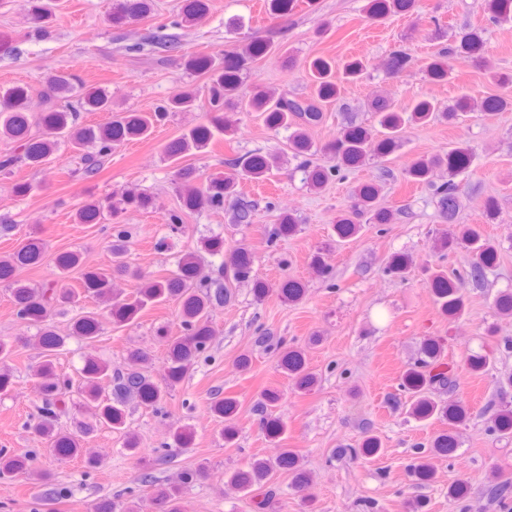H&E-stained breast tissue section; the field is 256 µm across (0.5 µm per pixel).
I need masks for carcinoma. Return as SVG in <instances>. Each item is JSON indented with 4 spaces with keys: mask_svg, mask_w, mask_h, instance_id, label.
Listing matches in <instances>:
<instances>
[{
    "mask_svg": "<svg viewBox=\"0 0 512 512\" xmlns=\"http://www.w3.org/2000/svg\"><path fill=\"white\" fill-rule=\"evenodd\" d=\"M27 16L32 31L37 35L49 34L54 0H26ZM298 0H269V10L276 18L290 15ZM153 0H113L112 22L123 24L149 17L153 12ZM416 0H366L365 17L377 22L390 14H408L415 10ZM206 0H184L179 24H196L206 13ZM488 20L495 25L512 22V0H487ZM174 46L171 37L155 33L129 47V52L140 54L147 50L159 53ZM274 52L270 43L253 41L240 49L184 58V69L198 73L206 79V93L186 84L175 90L166 100L150 112L125 109L112 101L102 89L87 90L79 75L71 72H51L46 78L47 103L38 121L29 115L27 88L21 85L0 87V139L10 148L0 155V172L13 173L26 165L38 169L54 159L61 147L84 156L85 172L95 175L103 159L112 155L128 141L148 137L153 129L166 123L179 112H202L200 121L188 127L166 150L167 160L176 165L175 174L180 184L181 211L169 214L168 224L174 228L183 224L182 214L203 210L219 212L224 207L231 210L232 225L247 228L253 224L257 204L241 195L238 186L243 181H260L270 174L275 158L260 152H248L229 160L230 171L212 174L198 182L195 168L179 166L187 156L204 154L219 140L231 141L238 132V122L227 117L229 112H260L266 125L277 131H290L288 146L293 158L298 160L297 169L312 189H320L343 170L353 169L370 157L385 158L403 143L404 132L409 125H424L438 119L453 120L460 112L474 110L466 96L460 97L453 107H444L432 98H420L408 112L394 108L389 99L380 96L370 102V111L379 117L380 129L349 123L321 147L329 164L319 165L312 160L309 129L323 120L321 104L340 102L336 84V62L316 57L309 62L314 93L308 97H291L254 85L245 86L244 79L253 65ZM464 56L479 67L489 66L488 50L482 31L472 30L459 35L448 46L441 48L435 60L426 67V76L432 82H445L452 71L448 60ZM413 58L404 49L391 53L387 69L391 72L409 66ZM500 92L481 102L480 110L486 116L512 109V75L497 76ZM84 112H109L111 118L104 124H88ZM41 126L39 133L32 132L33 124ZM473 154L462 144L452 146L429 158L414 160L404 171L406 181L423 184L436 198L439 216L443 222H456L460 201L459 185L454 178L466 172L472 164ZM443 170L448 180L438 183L434 172ZM379 196L377 184L368 182L356 186L350 195L351 204L335 221L336 235L341 239L357 235L364 224H389L395 213L376 205ZM153 207L150 195L137 189H128L110 200L94 199L76 211L80 224H104L107 220L129 210H148ZM298 220L291 214L280 217L271 231V238L281 239L293 235ZM461 248L468 255L466 279H452L442 273L432 279V292L441 301L442 310L449 315L462 312L465 299L463 288L470 284L475 288L484 285L488 271L497 259V248L486 237L479 224H464L458 235L442 240L439 249ZM204 248L222 261L217 276L206 283H195L198 273L197 255H182L176 269L165 275L152 276L131 261L130 241L122 229L112 233L109 250L112 264L109 268L84 266L82 254L67 251L56 258V267L68 271L84 267L82 288H67L56 282L40 287L31 286L16 278V272L33 266L42 260L43 248L35 239H25L11 253L0 258V282L10 291L17 316L36 328L42 361L35 369L43 402L40 414L29 425L31 433L41 441L47 451L62 458L83 460L85 467L96 469L102 459L86 448V442L95 432L111 429L121 433L123 448L133 458L143 454L138 436L127 424L126 407L131 401L155 413L161 411L173 386L180 382L208 348L213 336V313L231 302L234 286L253 281L256 299L264 297L276 287L289 302H297L304 295V288L296 281L283 280L274 285L254 275L255 260L243 247L224 248V236L212 235L205 239ZM117 277H129L142 282L133 295H127L112 287ZM92 299L102 305L101 310L87 311L73 322L72 334L91 341L99 336L103 320L119 327H138L141 313L154 304L174 305L181 335L168 341L166 379L153 381L145 367L152 362V354L146 347L129 350L126 365L114 368L112 364L96 358L84 360L76 377L60 379L56 370V357L64 346L51 322V307L74 306L84 299ZM424 359L421 369L407 370L401 382L402 391L408 395L410 414L424 421L438 417L455 426L466 418L461 402L444 405L435 401L431 394L450 391L457 387L453 367L445 361L441 345L433 340L422 349ZM280 366L295 380L296 388L308 391L315 382L309 370L305 353L300 349L286 348L280 358ZM77 392L94 407L92 421L79 427L73 434L57 428L59 416L67 410L68 394ZM279 396L268 392L257 411L268 433L283 432V424L274 416ZM237 400L225 396L215 400L212 413L222 422L232 419L237 411ZM488 431L508 435L512 433V408L499 409L489 419ZM432 451L441 456H451L457 448L454 435L449 431L437 434L432 440ZM34 454L28 452L11 455L0 454V479L8 480L17 474L33 470ZM286 470L293 475L294 483L307 482L299 469V458L290 448L282 449L275 459H255L248 469L232 472L228 480L251 490L263 487L273 474ZM197 472L184 471L179 480L157 489L152 500L165 506V512H181L180 499L183 486L193 482ZM488 501L505 508L512 498V484L503 481L489 485L485 490ZM95 512H142L139 503L119 499H106L95 507Z\"/></svg>",
    "mask_w": 512,
    "mask_h": 512,
    "instance_id": "obj_1",
    "label": "carcinoma"
}]
</instances>
